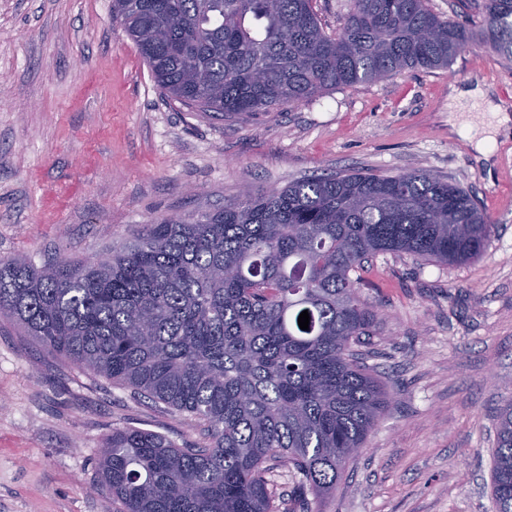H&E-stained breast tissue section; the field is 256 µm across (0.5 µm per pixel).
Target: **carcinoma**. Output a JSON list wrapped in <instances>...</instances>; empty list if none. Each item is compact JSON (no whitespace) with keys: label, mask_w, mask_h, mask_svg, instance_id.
Returning a JSON list of instances; mask_svg holds the SVG:
<instances>
[{"label":"carcinoma","mask_w":512,"mask_h":512,"mask_svg":"<svg viewBox=\"0 0 512 512\" xmlns=\"http://www.w3.org/2000/svg\"><path fill=\"white\" fill-rule=\"evenodd\" d=\"M112 21L170 100L215 120L446 68L479 47L512 63V0H485L476 29L427 0H351L334 35L313 0H112ZM493 233L468 190L428 170L317 175L153 220L84 264L1 258L0 318L200 428L182 448L112 430L101 489L122 512H292L276 464L317 499L336 491L392 405L355 350L379 327L364 263L464 264ZM491 492L495 512H512V396L496 412Z\"/></svg>","instance_id":"obj_1"}]
</instances>
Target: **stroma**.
<instances>
[{"instance_id":"obj_1","label":"stroma","mask_w":512,"mask_h":512,"mask_svg":"<svg viewBox=\"0 0 512 512\" xmlns=\"http://www.w3.org/2000/svg\"><path fill=\"white\" fill-rule=\"evenodd\" d=\"M487 90L512 114V65L477 48L448 68L331 89L221 121L164 96L112 0H0V258L86 261L143 224L223 207L314 174L432 171L470 190L495 231L459 265L380 254L365 298L379 333L365 361L393 396L336 493L315 502L291 470L294 512H494V416L512 394V130L489 160L486 120L450 87ZM456 116L463 128L451 129ZM201 439L189 416L48 355L0 319V512H116L99 488L113 428Z\"/></svg>"}]
</instances>
